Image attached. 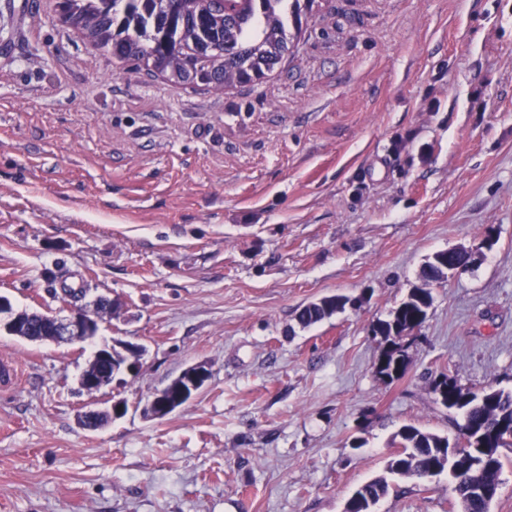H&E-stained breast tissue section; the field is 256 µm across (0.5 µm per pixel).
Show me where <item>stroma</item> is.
Segmentation results:
<instances>
[{"label": "stroma", "instance_id": "obj_1", "mask_svg": "<svg viewBox=\"0 0 512 512\" xmlns=\"http://www.w3.org/2000/svg\"><path fill=\"white\" fill-rule=\"evenodd\" d=\"M457 249L473 265L381 379L376 325ZM69 288L121 310L89 342L0 333L23 371L0 512H343L402 426L458 439L434 380L512 391V0H315L281 66L221 93L91 46L54 0H0V295L64 315ZM118 341L137 367L81 390ZM199 363L200 393L144 414ZM376 512L460 506L443 473L392 479ZM347 302L348 299L342 296L327 297L318 302H312L299 311L296 316L297 322L302 328H308L332 316L336 311L344 309Z\"/></svg>", "mask_w": 512, "mask_h": 512}]
</instances>
